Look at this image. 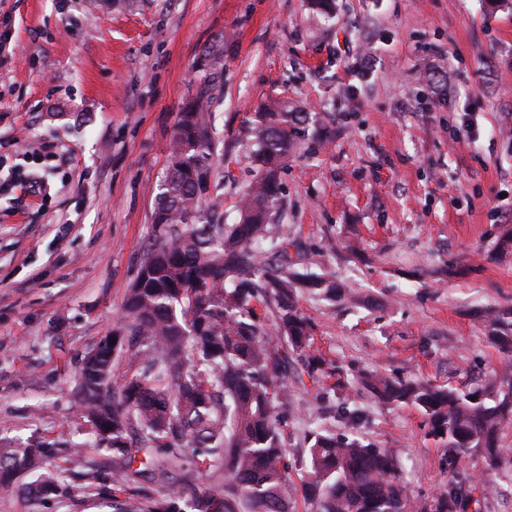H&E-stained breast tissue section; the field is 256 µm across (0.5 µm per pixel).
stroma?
<instances>
[{
    "label": "stroma",
    "mask_w": 512,
    "mask_h": 512,
    "mask_svg": "<svg viewBox=\"0 0 512 512\" xmlns=\"http://www.w3.org/2000/svg\"><path fill=\"white\" fill-rule=\"evenodd\" d=\"M0 443L70 431L111 466L70 393L108 331L152 232L177 115L211 97L225 223L252 180L246 143L273 107L308 115L281 171L278 223L320 250L349 290H303L312 355L336 366L286 382L298 463L317 426L342 430L322 392L398 453L413 497L452 475L413 405L357 382L382 372L462 390L502 364L477 313L512 305V0H0ZM470 128H463V121ZM0 512H113L99 496L36 500L0 488Z\"/></svg>",
    "instance_id": "1"
}]
</instances>
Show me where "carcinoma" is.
Returning <instances> with one entry per match:
<instances>
[{"label":"carcinoma","mask_w":512,"mask_h":512,"mask_svg":"<svg viewBox=\"0 0 512 512\" xmlns=\"http://www.w3.org/2000/svg\"><path fill=\"white\" fill-rule=\"evenodd\" d=\"M209 120L203 92L178 113L151 241L122 313L71 376L96 446L112 449L117 462L110 471L88 465L84 443L65 433L54 442L1 445V488L62 450L83 487L109 496L117 512H123L122 495L136 491L152 500L136 482L194 470L207 481H189V488L171 491L145 512H290L286 428L297 409L282 387L289 353L305 351L313 339L297 296L311 288L334 297L341 285L320 253L308 258L318 271L298 270L275 220L281 164L306 116L259 113L250 152L255 177L234 224L216 211L205 214L214 179ZM267 305L275 308L269 326L258 314ZM481 319L505 367L481 388L461 392L378 372L363 376L385 403L411 404L427 416L456 468L448 487L431 500H416L391 451L322 427L307 437L301 478L311 512H485L502 461L499 435L512 424V306L487 308ZM120 362L129 376L117 385L113 368ZM306 363L316 380L334 374L319 357ZM476 451L485 460L478 476L466 470ZM219 471L224 481L211 480Z\"/></svg>","instance_id":"cac0c4a2"}]
</instances>
